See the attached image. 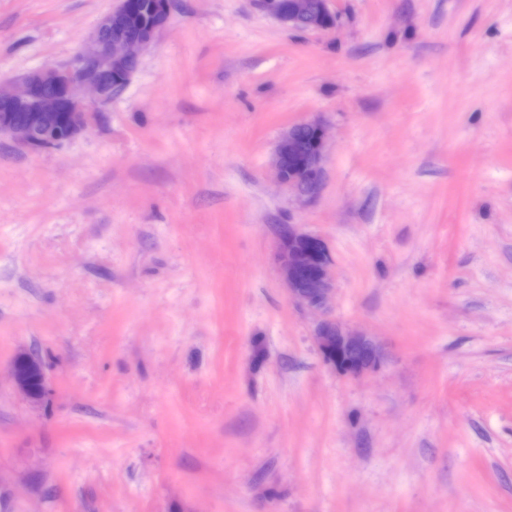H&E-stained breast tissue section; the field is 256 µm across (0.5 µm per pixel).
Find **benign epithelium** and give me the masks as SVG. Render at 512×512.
Returning a JSON list of instances; mask_svg holds the SVG:
<instances>
[{
  "mask_svg": "<svg viewBox=\"0 0 512 512\" xmlns=\"http://www.w3.org/2000/svg\"><path fill=\"white\" fill-rule=\"evenodd\" d=\"M329 2L260 0V5L290 28L327 30L337 22ZM151 9L156 21L150 25L137 0H119L118 7L101 19L69 65L34 69L21 78L17 88H0V138L6 136L19 148L36 153L84 135L91 127V114L124 91L142 52L169 23L172 0H154ZM304 126L317 131L318 145L300 157L295 132ZM296 156L300 157L299 170L290 172L288 161ZM325 165V127L319 120L288 127L271 158L276 181L301 205L320 193ZM277 261L289 300L320 315L314 336L324 361L346 376L376 370L383 360L376 339L347 328L329 314L334 275L325 241L303 231L299 224H283L277 240ZM12 372L19 391L29 401L40 407L47 404V394L41 391L47 386L46 374L38 359L22 353Z\"/></svg>",
  "mask_w": 512,
  "mask_h": 512,
  "instance_id": "1",
  "label": "benign epithelium"
}]
</instances>
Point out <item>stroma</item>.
Here are the masks:
<instances>
[{"label": "stroma", "instance_id": "1", "mask_svg": "<svg viewBox=\"0 0 512 512\" xmlns=\"http://www.w3.org/2000/svg\"><path fill=\"white\" fill-rule=\"evenodd\" d=\"M118 0H0V83L69 64ZM174 0L89 132L0 139V512H512V0ZM329 130L317 200L269 159ZM320 236L327 365L276 227ZM43 363L48 408L17 389ZM264 10L283 24L299 30H327L335 27L337 15L330 9V0H259ZM322 18L329 21L324 22ZM301 226L281 224L277 240L278 270L289 300L320 315L314 336L328 365L346 376L376 370L383 360L376 339L364 331L349 329L330 316L335 288L328 247L321 237L303 231ZM333 350L349 353V360L339 363L329 359L327 354ZM13 376L19 391L34 405L46 406L47 394L41 391L40 385L47 392L46 374L41 362L26 353L20 354L12 367Z\"/></svg>", "mask_w": 512, "mask_h": 512}]
</instances>
